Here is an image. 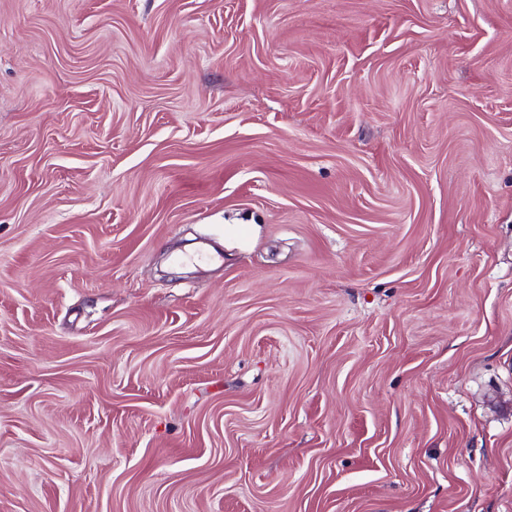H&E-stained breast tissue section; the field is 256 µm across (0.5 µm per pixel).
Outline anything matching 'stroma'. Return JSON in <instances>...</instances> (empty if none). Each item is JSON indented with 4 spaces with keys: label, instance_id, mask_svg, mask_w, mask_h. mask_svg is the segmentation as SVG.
I'll list each match as a JSON object with an SVG mask.
<instances>
[{
    "label": "stroma",
    "instance_id": "1",
    "mask_svg": "<svg viewBox=\"0 0 512 512\" xmlns=\"http://www.w3.org/2000/svg\"><path fill=\"white\" fill-rule=\"evenodd\" d=\"M0 512H512V0H0Z\"/></svg>",
    "mask_w": 512,
    "mask_h": 512
}]
</instances>
